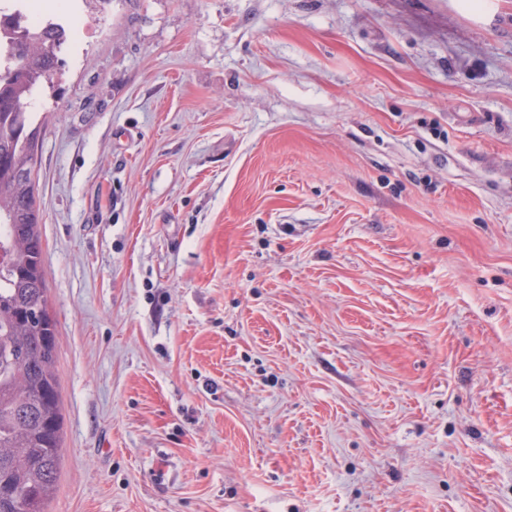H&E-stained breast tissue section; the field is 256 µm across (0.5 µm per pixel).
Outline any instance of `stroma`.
<instances>
[{"mask_svg": "<svg viewBox=\"0 0 512 512\" xmlns=\"http://www.w3.org/2000/svg\"><path fill=\"white\" fill-rule=\"evenodd\" d=\"M470 2L55 0L48 512H512V0Z\"/></svg>", "mask_w": 512, "mask_h": 512, "instance_id": "1", "label": "stroma"}]
</instances>
